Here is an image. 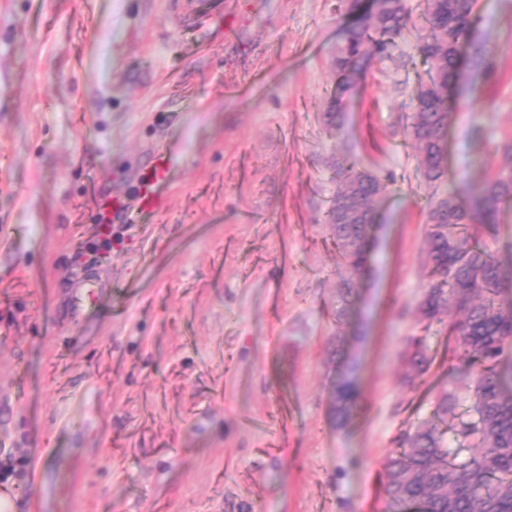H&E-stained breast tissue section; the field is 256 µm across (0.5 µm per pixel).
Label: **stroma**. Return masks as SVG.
<instances>
[{
  "label": "stroma",
  "mask_w": 512,
  "mask_h": 512,
  "mask_svg": "<svg viewBox=\"0 0 512 512\" xmlns=\"http://www.w3.org/2000/svg\"><path fill=\"white\" fill-rule=\"evenodd\" d=\"M445 175L421 181L407 128L428 81L375 53L343 98L336 54L349 0H0V461L26 457L17 512H391L385 463L464 367L448 331L409 382L429 281V198L472 205L512 147V0H476ZM172 151L167 205L136 206L155 153ZM386 186L370 268L327 232L336 161ZM122 196L123 241L100 244L95 202ZM96 279L108 312L74 316ZM357 405L333 417L334 384ZM100 286L96 280L80 279L75 288H71L68 304L72 312L89 316L100 295ZM427 338L428 336H412L407 350V361L410 368L414 371L416 378H420L429 368L430 360L427 357ZM357 396V388L350 378L342 377L337 380L334 409L338 421L346 420L350 416L355 406Z\"/></svg>",
  "instance_id": "obj_1"
}]
</instances>
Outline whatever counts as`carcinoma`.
<instances>
[{"instance_id": "obj_1", "label": "carcinoma", "mask_w": 512, "mask_h": 512, "mask_svg": "<svg viewBox=\"0 0 512 512\" xmlns=\"http://www.w3.org/2000/svg\"><path fill=\"white\" fill-rule=\"evenodd\" d=\"M475 0H425L423 29L417 50L429 64V80L420 89L411 114V130L419 171L428 183L443 174L444 142L457 84L459 46L475 23ZM357 13L338 50L335 111L341 119V96L351 85L359 61L369 52H391L410 31L402 0H353ZM474 68L489 72L491 52L474 46ZM339 187L326 212V223L341 259L352 272L336 291V318L356 296L357 281L368 270L377 227L373 203L385 185L349 158L336 165ZM512 203V156L485 181L474 208L457 194L430 204L425 264L431 281L418 307V322L427 332L442 314L448 335L455 337L452 356L470 368L437 397L431 418L397 439L398 451L387 462L385 492L402 509L423 505L425 512H512V365L503 359L512 339V275L481 240L479 227L498 223L502 208ZM427 336L411 337L407 361L419 378L429 368ZM358 396L354 382L342 377L335 387L336 419H347ZM469 407L459 413L461 403ZM452 433L459 449H475L458 460L445 436Z\"/></svg>"}]
</instances>
